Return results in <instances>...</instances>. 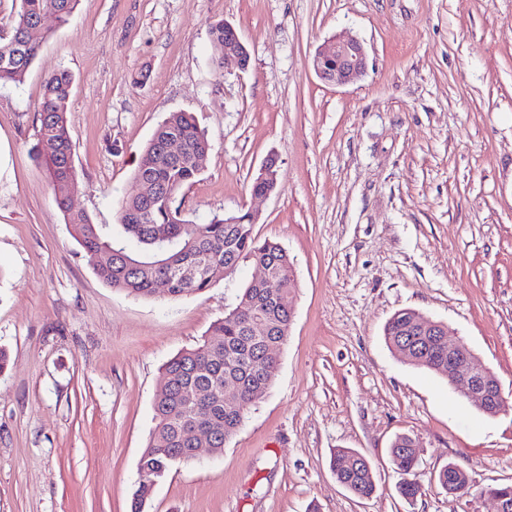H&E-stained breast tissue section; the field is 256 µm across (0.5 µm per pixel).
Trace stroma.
Wrapping results in <instances>:
<instances>
[{"instance_id": "stroma-1", "label": "stroma", "mask_w": 512, "mask_h": 512, "mask_svg": "<svg viewBox=\"0 0 512 512\" xmlns=\"http://www.w3.org/2000/svg\"><path fill=\"white\" fill-rule=\"evenodd\" d=\"M226 20L247 70L216 68ZM23 82L0 86V512H131L161 367L202 344L256 275L243 262L199 295L136 298L102 282L31 148L45 77L74 76V210L118 242V212L157 126L195 116L212 145L184 215L258 213L296 287L273 383L221 455L159 479L145 512H495L512 484V0H81ZM355 38L367 69L320 80L325 41ZM278 184L249 186L268 156ZM444 323L499 380L494 416L386 342L397 312ZM419 441L422 493L389 453ZM366 453L360 499L330 467ZM471 492L434 479L448 463ZM225 23L221 20L212 23L209 27V39L214 54L213 62L218 68H222L228 62H234L240 70H245L249 66L250 53L235 27L232 24L226 23L235 33L236 40H234L233 32L225 28ZM233 40L234 43L232 44H224V42H232Z\"/></svg>"}]
</instances>
